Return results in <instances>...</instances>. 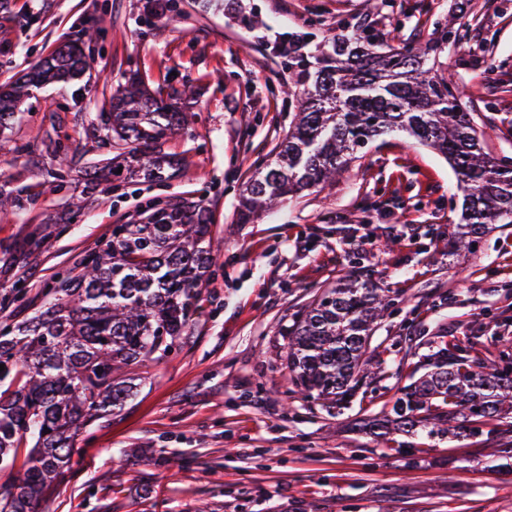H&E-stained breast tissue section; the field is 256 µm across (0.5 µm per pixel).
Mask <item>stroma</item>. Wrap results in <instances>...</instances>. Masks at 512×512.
Returning <instances> with one entry per match:
<instances>
[{"instance_id":"1","label":"stroma","mask_w":512,"mask_h":512,"mask_svg":"<svg viewBox=\"0 0 512 512\" xmlns=\"http://www.w3.org/2000/svg\"><path fill=\"white\" fill-rule=\"evenodd\" d=\"M177 2L176 25L151 15V0H0V86L97 31L85 74L36 90L0 137V187L29 199L0 216V246L49 228L37 256L0 271V293L27 286L23 301L0 308V327L31 316L58 271L77 270L113 225L142 222L154 198L204 200L214 239L184 334L166 356L127 368L132 397L80 434L78 462L42 512H512V414L452 439L420 430L379 440L363 428L424 373L437 337H469L483 358L512 350V224L458 265L448 234L464 198L456 174L403 133L362 149L333 189L236 221L242 184L291 122L285 46L296 34L320 44L342 25L426 46L486 150L512 159V0H391L380 11L371 0H224L220 12ZM448 22L467 39L450 45ZM132 72L166 104L195 90L182 102L188 129L163 146L183 165L166 184L125 173L90 182L119 152L103 114ZM53 114L73 157L60 180L37 147ZM348 278L388 289L393 305L368 343L377 378L329 409L296 392L279 329Z\"/></svg>"}]
</instances>
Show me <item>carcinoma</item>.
<instances>
[{
  "mask_svg": "<svg viewBox=\"0 0 512 512\" xmlns=\"http://www.w3.org/2000/svg\"><path fill=\"white\" fill-rule=\"evenodd\" d=\"M288 41L294 116L274 158L242 189L239 221L331 184L352 156L373 139L404 132L448 160L464 189L455 250L469 253L491 224H512V168L502 169L485 150L471 112L455 87L425 67L413 44L383 48L377 33L339 32L309 49ZM88 61L82 43L59 48L30 72L0 87V135L34 90L80 76ZM113 137L131 146L130 173L146 182L174 178L179 163L158 149L185 129L188 114L164 105L133 74L110 99ZM59 158L55 178L69 167L59 137L41 138ZM28 199L0 191V213L22 210ZM44 234L18 246L30 258ZM212 264L211 222L204 200L165 204L141 224H115L112 240L88 254L81 272L49 288L51 300L30 318L0 328V470L12 468L17 448L33 440L16 489L0 492V512H36L43 493L71 464L74 440L89 423L124 407L134 384L124 368L168 354L188 325L196 296ZM391 300L356 279L325 290L300 310L279 335L293 385L328 408L338 407L371 377L363 356L374 324ZM512 410V370L440 347L428 371L403 387L383 419L369 424L377 436L474 433L476 425Z\"/></svg>",
  "mask_w": 512,
  "mask_h": 512,
  "instance_id": "1",
  "label": "carcinoma"
}]
</instances>
